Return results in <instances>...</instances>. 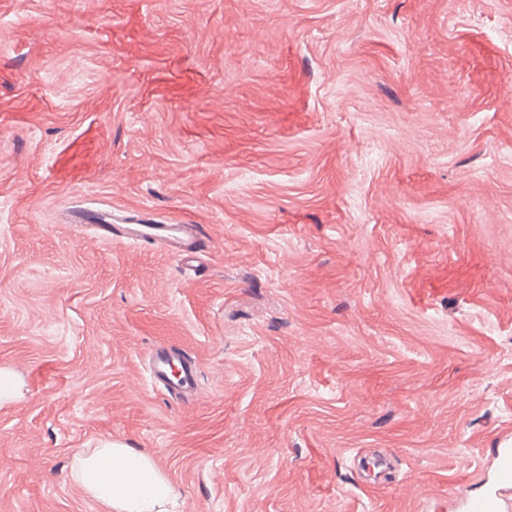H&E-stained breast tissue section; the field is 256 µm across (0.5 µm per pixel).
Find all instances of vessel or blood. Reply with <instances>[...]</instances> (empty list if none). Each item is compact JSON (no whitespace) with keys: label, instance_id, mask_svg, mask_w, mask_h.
<instances>
[{"label":"vessel or blood","instance_id":"obj_1","mask_svg":"<svg viewBox=\"0 0 512 512\" xmlns=\"http://www.w3.org/2000/svg\"><path fill=\"white\" fill-rule=\"evenodd\" d=\"M121 237L130 243H157L179 263L193 261L202 246L195 224H124ZM151 380L169 395L185 399L196 385L197 366L179 351L164 346L153 347L147 354ZM491 475L484 490L468 488L459 492L463 512H512V446L503 445L489 453Z\"/></svg>","mask_w":512,"mask_h":512}]
</instances>
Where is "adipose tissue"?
Here are the masks:
<instances>
[{
    "label": "adipose tissue",
    "mask_w": 512,
    "mask_h": 512,
    "mask_svg": "<svg viewBox=\"0 0 512 512\" xmlns=\"http://www.w3.org/2000/svg\"><path fill=\"white\" fill-rule=\"evenodd\" d=\"M70 476L107 512H172L175 504L170 479L121 442L103 440L78 452Z\"/></svg>",
    "instance_id": "1"
}]
</instances>
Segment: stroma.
Instances as JSON below:
<instances>
[{
  "mask_svg": "<svg viewBox=\"0 0 512 512\" xmlns=\"http://www.w3.org/2000/svg\"><path fill=\"white\" fill-rule=\"evenodd\" d=\"M1 366L0 512H105L103 438L176 512H460L512 440V0H0ZM119 235L130 243H158L181 264L193 261L203 243L196 224H121ZM147 365L150 379L170 396L187 399L191 395L196 385L197 366L179 351L161 345L153 347L147 354ZM70 477L108 512H172L175 504L170 479L121 442L102 440L78 452Z\"/></svg>",
  "mask_w": 512,
  "mask_h": 512,
  "instance_id": "obj_1",
  "label": "stroma"
}]
</instances>
